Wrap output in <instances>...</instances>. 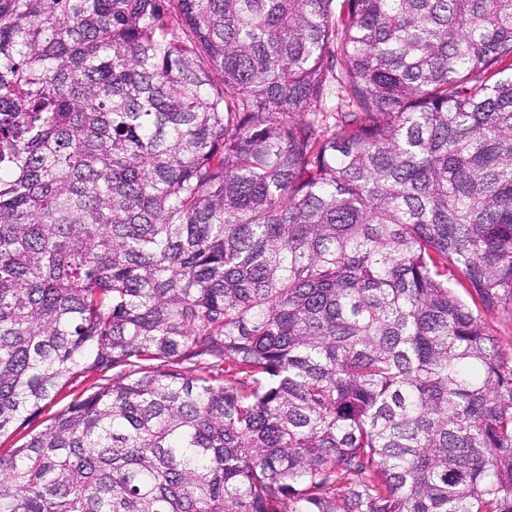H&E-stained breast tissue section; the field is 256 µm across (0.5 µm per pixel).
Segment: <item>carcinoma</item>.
<instances>
[{"label": "carcinoma", "instance_id": "1", "mask_svg": "<svg viewBox=\"0 0 512 512\" xmlns=\"http://www.w3.org/2000/svg\"><path fill=\"white\" fill-rule=\"evenodd\" d=\"M335 2L0 0V512H512V0ZM100 376H91L89 378H80L71 387L61 392L51 403L42 410L41 414L26 422L22 426L14 427L9 433L4 434L0 437V455H7L12 448H16L23 443L24 435H26L32 429L38 427L41 429V425L45 419L52 416L53 414L63 410L67 407L68 403L74 397L73 395L78 394L90 386H94L95 378Z\"/></svg>", "mask_w": 512, "mask_h": 512}]
</instances>
